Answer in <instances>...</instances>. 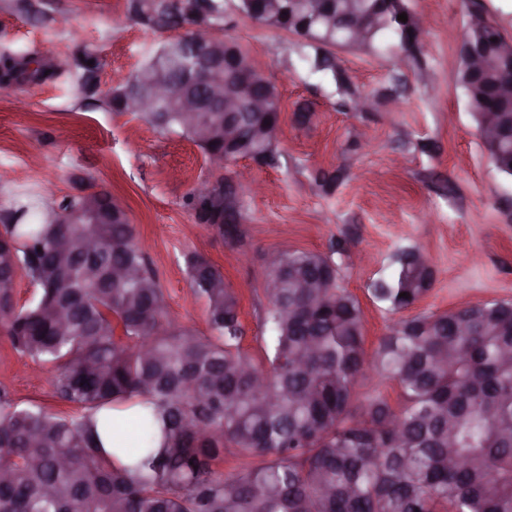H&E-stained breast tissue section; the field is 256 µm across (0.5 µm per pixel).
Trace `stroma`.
I'll list each match as a JSON object with an SVG mask.
<instances>
[{
	"label": "stroma",
	"instance_id": "1",
	"mask_svg": "<svg viewBox=\"0 0 512 512\" xmlns=\"http://www.w3.org/2000/svg\"><path fill=\"white\" fill-rule=\"evenodd\" d=\"M30 2L44 12L41 24H31L15 0H0V53H37L59 69L38 82L0 88V170L6 173L0 212L24 189L56 197L82 183L108 189L136 227L173 323L208 332L184 263L186 254H199L222 269L238 294L246 346L261 357L256 337L269 305L264 275L286 246L333 257L339 286L364 310L370 351L395 317L368 290L399 249L420 248L435 270L414 313L512 300V179L489 162L454 82L456 45L469 20L462 0H410L426 36L416 62L335 49L349 79L343 92L308 76L297 37L229 11L224 37L263 62L284 112L273 161L237 160L217 171L184 137L103 103L166 33L131 20L129 0ZM85 47L102 60L95 99L81 92L71 64ZM359 95L374 99L372 111L349 110ZM242 170L260 190H242L241 239L231 243L196 222L186 197L200 181ZM53 378L50 367L17 353L0 330V387L16 403L70 413Z\"/></svg>",
	"mask_w": 512,
	"mask_h": 512
}]
</instances>
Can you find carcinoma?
Listing matches in <instances>:
<instances>
[{"instance_id": "carcinoma-1", "label": "carcinoma", "mask_w": 512, "mask_h": 512, "mask_svg": "<svg viewBox=\"0 0 512 512\" xmlns=\"http://www.w3.org/2000/svg\"><path fill=\"white\" fill-rule=\"evenodd\" d=\"M267 2L235 7L288 31L309 0H284L276 20L266 16ZM375 3L333 0L312 24L322 44L300 43L310 74L340 84L319 57L350 43L357 15L368 28L364 49L400 63L417 58L392 24L371 13ZM207 8L211 22L226 24V0ZM200 11L198 0H132L129 7L157 31L194 23ZM186 37L162 43L127 83L159 69L179 78ZM75 66L82 88L94 92L98 56L85 49ZM56 69L44 57L32 71L22 59L0 58L7 86ZM455 82L485 138L479 112L492 94L469 84L462 65ZM126 109L208 157L224 153V140L200 138L188 113ZM280 118L279 104L243 113L242 154L272 159ZM98 195L112 211L103 224H49L45 197L23 194L0 230V326L15 351L55 368L57 397L78 409L66 416L22 407L0 388V512H512V302L409 315L369 356L362 306L338 286L335 263L286 250L266 274L272 287L257 361L243 347L238 295L204 257L189 254L185 264L209 334L166 322L158 275L127 211L110 205L108 190ZM117 268L139 276L116 277ZM21 276L37 290L23 306L13 295ZM434 276L401 249L370 295L388 312H403L429 292ZM317 279L324 287H308ZM369 369L396 383L397 402L380 392L357 397L356 379ZM135 398L161 418L162 443L153 447V428L137 417L139 458L117 467L96 416ZM226 453L239 462L227 474L220 469Z\"/></svg>"}]
</instances>
